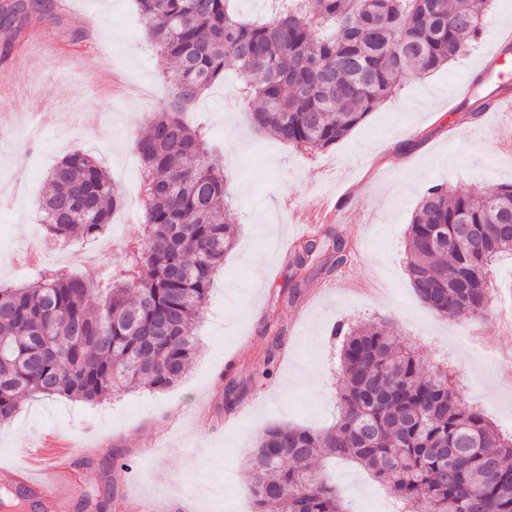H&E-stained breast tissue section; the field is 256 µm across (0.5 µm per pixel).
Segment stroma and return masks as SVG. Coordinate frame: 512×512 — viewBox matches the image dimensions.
<instances>
[{
	"mask_svg": "<svg viewBox=\"0 0 512 512\" xmlns=\"http://www.w3.org/2000/svg\"><path fill=\"white\" fill-rule=\"evenodd\" d=\"M58 22L28 28L23 39L0 34V73L18 67L9 84L13 103L0 108V182L12 188L0 208V285L37 279L42 266L25 265L20 254L34 235L46 234L33 210L49 189V169L82 149L120 186L143 174L130 153L144 131L153 104L169 94L163 66L144 36L134 0H54ZM512 29V0H495L475 48L427 77L405 83L380 102L365 121L330 150L307 154L255 129L250 110L231 92L241 78L227 70L222 83L189 110L203 119L210 144L223 158L230 215L238 233L224 257L197 328L199 349L186 377L174 389L141 388L88 404L66 397L25 396L17 417L0 429V464L22 465L26 449L53 436L73 448L68 459L84 496L96 494L113 463L122 496L108 512H128L127 503L150 504L154 512H252L246 459L257 435L273 424L326 428L336 418L337 324H376L405 336L427 366L448 371L453 388L512 436V326L487 312L484 335L496 348L483 355L461 349L457 323L442 319L416 295L406 272V229L426 191L442 183L481 192L512 183V158L499 150L503 127L512 123V60L493 57L499 35ZM124 74L145 86L146 98L112 101L96 91L81 93L57 78L54 63ZM475 83L465 106L487 104L477 122L448 113V102L465 77ZM57 105L67 119L48 118L35 141H27L18 104L31 94ZM83 98L88 108L120 118L112 135L83 127L69 106ZM349 193L348 223L320 225L321 233L350 234V261L341 271L309 269L302 296L286 303L279 292L288 277L293 245L305 231L290 208ZM138 208L116 210L112 221L123 236L71 240L51 252L48 264L80 271L83 253L102 250L121 265L128 237L139 232ZM272 376H265L266 366ZM311 376L318 388L280 392L284 378ZM95 467H85V460ZM333 477L347 512H396L393 498L366 471L340 462Z\"/></svg>",
	"mask_w": 512,
	"mask_h": 512,
	"instance_id": "obj_1",
	"label": "stroma"
}]
</instances>
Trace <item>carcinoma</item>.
Masks as SVG:
<instances>
[{
	"mask_svg": "<svg viewBox=\"0 0 512 512\" xmlns=\"http://www.w3.org/2000/svg\"><path fill=\"white\" fill-rule=\"evenodd\" d=\"M231 0H136L150 40L172 64L173 99L154 107L132 141L146 196L137 246L103 288L48 269L39 280L0 288V427L22 394L97 402L146 386L163 391L188 372L194 333L237 229L226 217L229 174L208 148L206 128L182 112L233 68L237 94L254 106L256 128L291 147L321 152L358 126L412 77L472 50L494 0H282L254 24ZM28 17L0 7V25L56 19L45 0ZM43 199L50 234L93 239L124 203L111 177L75 150L48 176ZM512 184L489 193L430 186L407 228V272L438 315L480 314L488 273L512 256ZM466 237L482 242L471 249ZM329 270L348 262L339 235L309 239L289 259L288 300L306 283L313 258ZM98 296L95 310L88 298ZM336 423L324 430L275 424L248 460L254 512H344L319 459H349L402 505V512H512V436L452 388L448 374L411 355L376 325L340 323Z\"/></svg>",
	"mask_w": 512,
	"mask_h": 512,
	"instance_id": "cac0c4a2",
	"label": "carcinoma"
}]
</instances>
